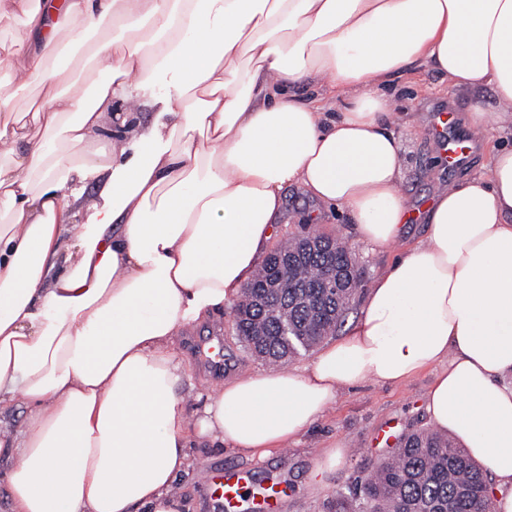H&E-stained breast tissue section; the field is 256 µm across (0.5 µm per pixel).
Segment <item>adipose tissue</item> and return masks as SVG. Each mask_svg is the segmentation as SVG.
<instances>
[{
	"label": "adipose tissue",
	"mask_w": 512,
	"mask_h": 512,
	"mask_svg": "<svg viewBox=\"0 0 512 512\" xmlns=\"http://www.w3.org/2000/svg\"><path fill=\"white\" fill-rule=\"evenodd\" d=\"M19 16L0 69L37 81L43 104L24 122L0 96V418L27 410L0 427L11 512H183L192 446L265 455L343 390L434 365L431 421L490 471L492 512H512V147L430 204L425 240L304 371L225 380L191 417L174 352L247 284L288 185L369 244L401 240L385 87L419 59L491 90L512 122V0H0L1 21ZM66 31L91 91L62 89L46 64ZM166 79L163 117L142 127L138 90ZM308 83L337 111L299 102ZM116 101L128 109L105 123ZM103 171L102 203L86 204L81 182Z\"/></svg>",
	"instance_id": "adipose-tissue-1"
}]
</instances>
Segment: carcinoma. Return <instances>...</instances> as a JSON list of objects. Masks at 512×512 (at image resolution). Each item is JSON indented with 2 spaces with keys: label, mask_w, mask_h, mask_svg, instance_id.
<instances>
[{
  "label": "carcinoma",
  "mask_w": 512,
  "mask_h": 512,
  "mask_svg": "<svg viewBox=\"0 0 512 512\" xmlns=\"http://www.w3.org/2000/svg\"><path fill=\"white\" fill-rule=\"evenodd\" d=\"M357 261L339 237L307 232L272 251L234 306L233 330L252 354L285 364L343 327L360 291ZM288 308L283 335L263 309ZM488 469L438 430L405 436L369 474L336 494L331 512H491Z\"/></svg>",
  "instance_id": "obj_1"
}]
</instances>
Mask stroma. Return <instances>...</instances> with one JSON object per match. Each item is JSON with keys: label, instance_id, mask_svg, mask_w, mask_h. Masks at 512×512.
<instances>
[{"label": "stroma", "instance_id": "stroma-1", "mask_svg": "<svg viewBox=\"0 0 512 512\" xmlns=\"http://www.w3.org/2000/svg\"><path fill=\"white\" fill-rule=\"evenodd\" d=\"M390 89L394 94L393 109L401 114L400 120L390 126L403 146L401 190L416 210H424L448 185L464 176L479 174L486 155L494 146L512 145V124L493 125L482 145L474 149L468 164L449 170L434 142L433 109L453 104L460 111H467L469 91L451 89L447 77L418 62L394 75ZM283 194L285 206L277 241L297 234L304 224L315 225L325 232H339L355 254L362 281L367 286L393 262L402 248L426 235V225L415 218L406 225L402 241L375 247L358 236L343 213L322 205L302 188L289 185ZM232 321L231 308H224L188 329L177 342L175 351L188 366V378L180 389L187 411L197 409L198 393L221 382L222 378L271 370V363L244 348L232 330ZM216 325L224 331V371L220 374L205 367L197 353L198 346L207 340ZM436 373V368L431 367L401 385L367 380L345 390L336 404L297 441L263 457H250L223 448L191 449V465L177 480L189 512H211L202 475L205 471L220 469L248 473L256 493L277 486L279 512H330L338 490L387 457V448L378 441L383 429L392 426L399 434L406 435L430 427L425 396ZM335 442L345 447L346 454L329 475L327 487L321 489L314 479L315 463L323 449Z\"/></svg>", "mask_w": 512, "mask_h": 512}]
</instances>
